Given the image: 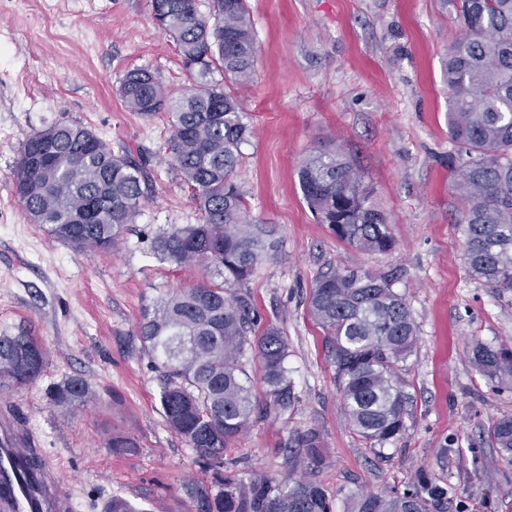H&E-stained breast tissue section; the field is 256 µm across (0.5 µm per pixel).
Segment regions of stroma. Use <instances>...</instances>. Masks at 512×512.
<instances>
[{
  "mask_svg": "<svg viewBox=\"0 0 512 512\" xmlns=\"http://www.w3.org/2000/svg\"><path fill=\"white\" fill-rule=\"evenodd\" d=\"M256 45L240 90L250 129L237 169L250 216L273 230L277 260L259 263L242 287L260 324L288 336V371L298 402L256 421L224 452L243 479L279 483L305 470L288 449L320 430L327 461L314 473L348 512L344 491L387 495L420 473L448 484V512H512V463L484 439L512 416V389L471 365L472 340L512 345V292L496 295L473 277L458 229L462 159L448 134L443 65L463 25L458 0H247ZM150 69L169 90L189 85L179 48L155 25L149 0H0V335L40 336L48 362L32 385L0 392L29 423L49 460L63 468L76 512H104L112 496L137 512H189L186 483L209 478L159 413L158 373L137 324L163 294L195 286L204 265L159 262L152 241L170 224L199 219L172 164L171 119L128 111L119 95L127 71ZM78 123L114 153L146 162L148 198L118 248L83 253L31 223L16 193L18 150L33 134ZM338 146L366 175L388 214L395 247L365 253L316 223L298 166ZM397 272L418 326L403 373L413 396L407 430L372 448L347 427L323 333L306 314L316 275L329 268ZM71 377L91 400L67 411L51 399ZM136 452L116 455L112 434Z\"/></svg>",
  "mask_w": 512,
  "mask_h": 512,
  "instance_id": "35a3bbf8",
  "label": "stroma"
}]
</instances>
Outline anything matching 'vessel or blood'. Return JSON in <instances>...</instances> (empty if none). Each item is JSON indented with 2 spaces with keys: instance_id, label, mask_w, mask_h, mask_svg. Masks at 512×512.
I'll return each instance as SVG.
<instances>
[{
  "instance_id": "b4317fda",
  "label": "vessel or blood",
  "mask_w": 512,
  "mask_h": 512,
  "mask_svg": "<svg viewBox=\"0 0 512 512\" xmlns=\"http://www.w3.org/2000/svg\"><path fill=\"white\" fill-rule=\"evenodd\" d=\"M12 406L0 407V512H75L59 469Z\"/></svg>"
}]
</instances>
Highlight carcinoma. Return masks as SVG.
<instances>
[{
  "mask_svg": "<svg viewBox=\"0 0 512 512\" xmlns=\"http://www.w3.org/2000/svg\"><path fill=\"white\" fill-rule=\"evenodd\" d=\"M214 15H199L196 0H150L155 24L173 35L193 87L179 95L147 68L127 72L119 93L125 107L145 117L170 115L173 164L192 190L199 224H171L153 241L162 262L203 263L222 281L205 279L169 293L138 323L142 348L160 370V412L167 428L192 449L211 475L184 488L192 512H333L321 484L293 485L266 476L244 481L228 469L224 450L250 424L294 407L288 377V336L277 326L257 329L243 285L256 265L274 261L279 240L253 220L237 184L240 147L250 134L242 107L224 84L250 83L256 48L247 0H214ZM463 33L448 48V133L462 154L457 190L465 204L461 232L471 273L496 294L512 291V0H461ZM224 82L213 80L214 72ZM48 147L53 164L35 168L32 156ZM303 198L336 238L370 253H387L394 238L373 190L339 148H319L299 167ZM16 191L25 214L52 238L78 252L114 249L145 199L144 163L115 154L81 124H55L22 144ZM394 273L329 268L317 274L307 312L323 332L326 361L334 368L347 423L369 447L383 446L407 428L412 405L403 367L413 354L417 326ZM262 366L263 398L244 369L249 352ZM475 369L499 387L512 388V345L471 346ZM46 366L43 345L21 329L0 336V390L34 383ZM79 378L56 390L64 409L89 400ZM487 440L512 462V417L487 429ZM323 437L310 430L296 440L311 470L326 463ZM114 454L137 449L129 435L106 442ZM452 491L424 479L402 494H363L355 512H446Z\"/></svg>",
  "mask_w": 512,
  "mask_h": 512,
  "instance_id": "carcinoma-1",
  "label": "carcinoma"
}]
</instances>
